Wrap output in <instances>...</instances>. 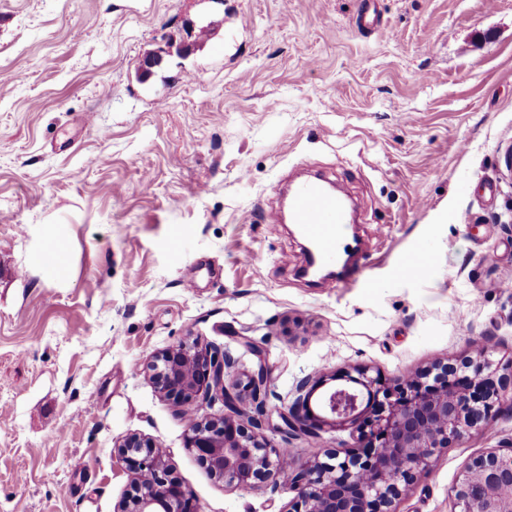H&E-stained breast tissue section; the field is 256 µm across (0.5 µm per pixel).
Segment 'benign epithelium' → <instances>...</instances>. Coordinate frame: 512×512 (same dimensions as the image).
Returning a JSON list of instances; mask_svg holds the SVG:
<instances>
[{"mask_svg": "<svg viewBox=\"0 0 512 512\" xmlns=\"http://www.w3.org/2000/svg\"><path fill=\"white\" fill-rule=\"evenodd\" d=\"M244 345L255 364L243 391L226 385L238 359L191 337L155 356L150 379L187 421L186 447L211 475L234 487L268 479L274 491L286 486L296 493L286 512H396V501L432 467L439 449L482 429L500 392L512 387V377L494 381L491 351L483 346L460 366L438 364L388 387L365 370L348 374L347 384L323 399L328 419L308 409V378L297 384L291 403L270 404L264 353L248 340ZM215 399L224 413L197 419L202 402ZM328 423L349 430L357 451L327 462L284 461L283 444L316 437ZM268 432L282 443L271 444ZM118 448L134 492L117 512H201L193 492L171 476L159 443L132 436ZM453 497L454 512H512V445L476 459Z\"/></svg>", "mask_w": 512, "mask_h": 512, "instance_id": "obj_1", "label": "benign epithelium"}]
</instances>
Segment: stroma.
Returning a JSON list of instances; mask_svg holds the SVG:
<instances>
[{
    "label": "stroma",
    "mask_w": 512,
    "mask_h": 512,
    "mask_svg": "<svg viewBox=\"0 0 512 512\" xmlns=\"http://www.w3.org/2000/svg\"><path fill=\"white\" fill-rule=\"evenodd\" d=\"M0 0V512H115L118 444L168 452L201 512H284L293 492L225 486L148 363L186 337L267 355L280 398L358 369L409 378L493 347L512 373V0ZM214 33L139 65L185 20ZM319 173L356 210L350 282L304 276L279 183ZM428 256L417 279L404 261ZM370 287H361V280ZM346 432L290 441L301 461ZM512 444V390L441 449L398 512Z\"/></svg>",
    "instance_id": "stroma-1"
}]
</instances>
